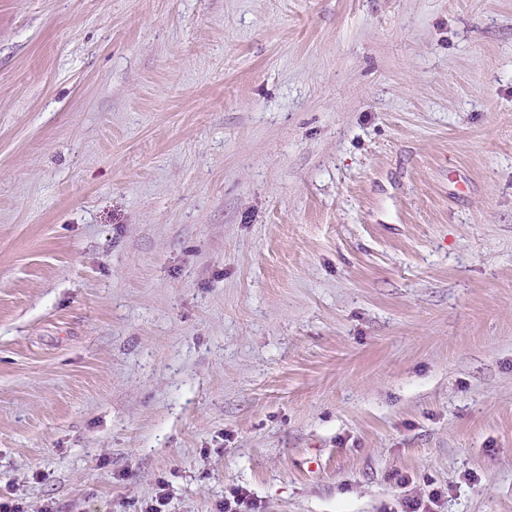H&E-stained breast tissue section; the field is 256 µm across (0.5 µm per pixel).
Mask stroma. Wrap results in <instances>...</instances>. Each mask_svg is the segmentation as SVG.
Instances as JSON below:
<instances>
[{
    "label": "stroma",
    "mask_w": 512,
    "mask_h": 512,
    "mask_svg": "<svg viewBox=\"0 0 512 512\" xmlns=\"http://www.w3.org/2000/svg\"><path fill=\"white\" fill-rule=\"evenodd\" d=\"M512 512V0H0V497Z\"/></svg>",
    "instance_id": "35a3bbf8"
}]
</instances>
